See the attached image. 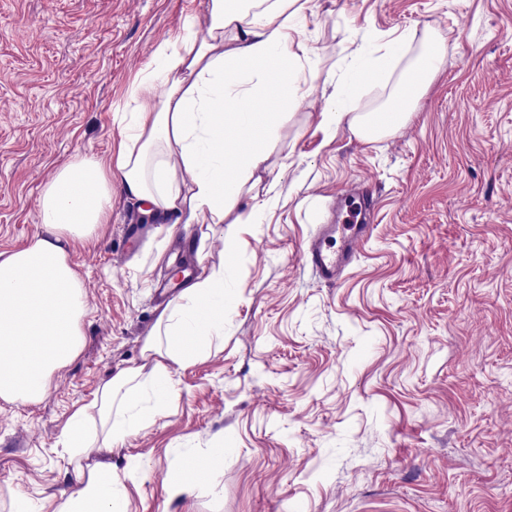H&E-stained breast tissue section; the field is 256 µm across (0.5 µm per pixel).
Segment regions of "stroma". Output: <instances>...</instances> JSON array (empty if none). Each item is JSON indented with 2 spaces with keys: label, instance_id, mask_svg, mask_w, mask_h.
Wrapping results in <instances>:
<instances>
[{
  "label": "stroma",
  "instance_id": "stroma-1",
  "mask_svg": "<svg viewBox=\"0 0 512 512\" xmlns=\"http://www.w3.org/2000/svg\"><path fill=\"white\" fill-rule=\"evenodd\" d=\"M202 0H0V254L44 232L63 167L108 159L114 122L160 45ZM303 100L271 141L277 202L252 223L143 221L120 176L112 217L70 244L84 286L82 349L38 400H0V512H35L78 474L58 440L98 388L142 363L159 332L154 278L183 236L203 271L232 262L224 340L185 366L153 424L112 453L142 473L127 512H512V0H313L294 35ZM406 43L358 113L390 109L423 54L444 58L398 130L335 136L320 113L350 63ZM378 191L371 237L343 281L301 248L333 194ZM198 470L195 495L168 485Z\"/></svg>",
  "mask_w": 512,
  "mask_h": 512
}]
</instances>
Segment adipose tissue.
Instances as JSON below:
<instances>
[{
	"label": "adipose tissue",
	"mask_w": 512,
	"mask_h": 512,
	"mask_svg": "<svg viewBox=\"0 0 512 512\" xmlns=\"http://www.w3.org/2000/svg\"><path fill=\"white\" fill-rule=\"evenodd\" d=\"M299 0H204L205 34L160 47L145 80L156 99L131 94L130 110L116 113L121 142L114 162L80 158L61 169L41 197L45 233L0 259V399L31 402L45 392L51 372L81 347L83 284L67 245L94 236L112 216V177L144 214L173 224L251 223L242 212L244 189H257L269 170V152L257 133L275 137L280 112L241 111L246 101L276 92L287 103L300 99L292 33L305 16ZM354 87H335L320 126L334 134L348 123L372 139L398 129L401 112L352 111ZM235 140H227V131ZM230 265L184 289L163 315L164 338L149 337L144 357L151 372L131 365L98 390L92 409H78L59 443L71 462L123 447L149 427L175 395L169 364L186 365L224 338V287ZM141 470L128 459L123 472L111 463L89 466L79 487L54 499L52 512H126L127 480Z\"/></svg>",
	"instance_id": "ef3b65f1"
}]
</instances>
